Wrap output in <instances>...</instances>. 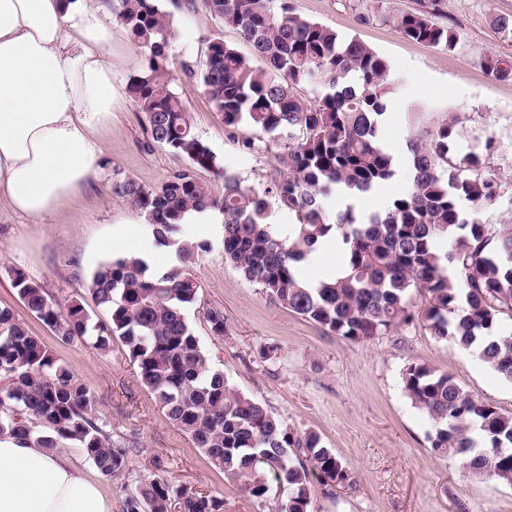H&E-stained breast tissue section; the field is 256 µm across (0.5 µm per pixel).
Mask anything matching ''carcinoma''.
Wrapping results in <instances>:
<instances>
[{
	"label": "carcinoma",
	"instance_id": "1",
	"mask_svg": "<svg viewBox=\"0 0 512 512\" xmlns=\"http://www.w3.org/2000/svg\"><path fill=\"white\" fill-rule=\"evenodd\" d=\"M171 7H202L237 27L251 45L249 59L222 37L209 39L197 77L225 128L247 126L281 140L277 178L261 191L224 171L166 78ZM439 7L440 0H430L385 21L412 41L452 51L458 37L434 20ZM113 14L144 54L127 91L148 146L183 165L157 188L118 178L112 194L139 210L156 241L176 247L178 263L153 268L124 255L101 264L88 284L95 308L106 315L97 322L83 301H61L14 269L13 286L32 315L64 343L79 340L107 352L119 337L158 408L216 470L261 505L272 487L287 492L273 512H310L315 489L335 496L356 484L354 471L318 433L290 427L210 366L186 318L199 292L190 267L207 244L172 238L186 213L216 212L225 262L273 303L326 333L356 342L419 322L434 339L512 382V225L489 220L504 197L484 161L491 139L458 157L451 143L459 120L421 128L425 104L408 103L411 186L380 213L358 216L350 207L331 213L323 198L334 188L367 192L395 175L396 157L378 138L381 117L397 96L384 58L356 37L297 14L288 0H116ZM483 67L496 80H512V65L496 53L484 57ZM303 85L321 89L317 100H303ZM202 170L224 173L222 188L203 182ZM275 205L298 216L288 238L269 223ZM335 228L347 245L346 276L308 288L297 264ZM206 321L213 335H224L221 308H209ZM402 379L405 395L432 424L428 442L436 457L512 486L511 413L424 364L406 367ZM3 434L41 448L70 442L106 477L128 469L131 454L139 452L136 441L112 435L87 387L9 309H0ZM175 500L178 512H223L218 497L151 477L122 500L121 512H170Z\"/></svg>",
	"mask_w": 512,
	"mask_h": 512
}]
</instances>
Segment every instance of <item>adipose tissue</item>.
<instances>
[{
    "instance_id": "obj_1",
    "label": "adipose tissue",
    "mask_w": 512,
    "mask_h": 512,
    "mask_svg": "<svg viewBox=\"0 0 512 512\" xmlns=\"http://www.w3.org/2000/svg\"><path fill=\"white\" fill-rule=\"evenodd\" d=\"M109 0H0V208L54 223L96 186L112 122ZM311 288L343 277L327 246L300 262ZM0 512H112L99 479L67 447L0 436Z\"/></svg>"
}]
</instances>
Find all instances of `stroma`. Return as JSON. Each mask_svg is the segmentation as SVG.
<instances>
[{"label": "stroma", "mask_w": 512, "mask_h": 512, "mask_svg": "<svg viewBox=\"0 0 512 512\" xmlns=\"http://www.w3.org/2000/svg\"><path fill=\"white\" fill-rule=\"evenodd\" d=\"M291 3L298 14L357 37L384 57L401 83V98L432 106L437 120L460 117L459 152L493 140L484 159L508 197L495 220L512 224V81L491 79L481 65L490 53L512 61V37L499 34L491 23L493 16L512 15V0H442L438 21L459 38L452 51L411 41L383 21V14L419 9L420 0H382L379 17L365 24L357 22L350 0ZM173 23L167 73L192 115L196 134L243 185L264 189L275 176L278 141L247 128L229 136L221 114L190 73L213 34L245 55L251 52L249 44L237 28L202 11L176 16ZM141 60L126 30L113 26L115 95L112 122L100 133L106 152L99 184L71 200L53 224H30L0 213V309L13 311L90 389L99 415L114 433L139 441L141 450L132 454L128 470L107 481L114 512L148 475L222 498L224 512H269L228 482L158 409L120 340H113L106 353L77 341L61 342L25 309L12 286L11 272L19 269L58 298L84 299L89 276L109 259L99 250L100 239L121 227L139 245L148 244L139 212L112 193L114 173L157 187L178 165L167 151L147 147L127 94ZM222 237L218 224L204 227L197 237L207 249L191 267L200 289L186 316L213 368L295 429L317 432L323 445L353 469L355 487L335 498L315 492L311 512H512V486L468 474L455 460L431 453L426 440L430 425L406 397L402 373L412 363L428 365L451 375L475 398L511 413L512 383L468 352L435 340L417 323L359 342L325 333L273 304L261 286L242 280L224 261ZM212 306L224 310L226 329L220 336L212 335L205 318ZM267 350L272 359H264Z\"/></svg>", "instance_id": "35a3bbf8"}]
</instances>
